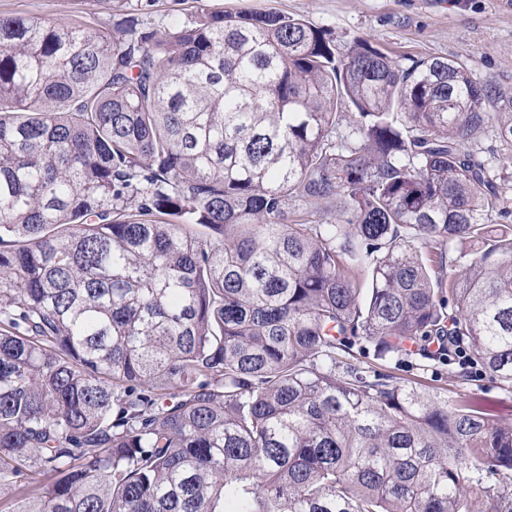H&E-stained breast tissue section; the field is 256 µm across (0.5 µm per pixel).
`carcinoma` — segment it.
Returning a JSON list of instances; mask_svg holds the SVG:
<instances>
[{
  "instance_id": "obj_1",
  "label": "carcinoma",
  "mask_w": 512,
  "mask_h": 512,
  "mask_svg": "<svg viewBox=\"0 0 512 512\" xmlns=\"http://www.w3.org/2000/svg\"><path fill=\"white\" fill-rule=\"evenodd\" d=\"M494 160L512 97L448 59L403 67L366 40L342 58L276 11L116 35L0 15L17 512H512L495 398L352 363L408 342L512 391Z\"/></svg>"
}]
</instances>
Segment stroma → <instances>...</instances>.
Wrapping results in <instances>:
<instances>
[{"instance_id": "obj_1", "label": "stroma", "mask_w": 512, "mask_h": 512, "mask_svg": "<svg viewBox=\"0 0 512 512\" xmlns=\"http://www.w3.org/2000/svg\"><path fill=\"white\" fill-rule=\"evenodd\" d=\"M141 0H0V15L51 21L98 19L119 24ZM210 7L280 11L327 30L339 49L367 40L399 64L449 58L479 83L512 95V4L505 0H207ZM398 377L440 389L449 398L487 392L501 400L500 419L512 424V392L482 372L461 379L458 362L422 370L407 355L390 364Z\"/></svg>"}]
</instances>
